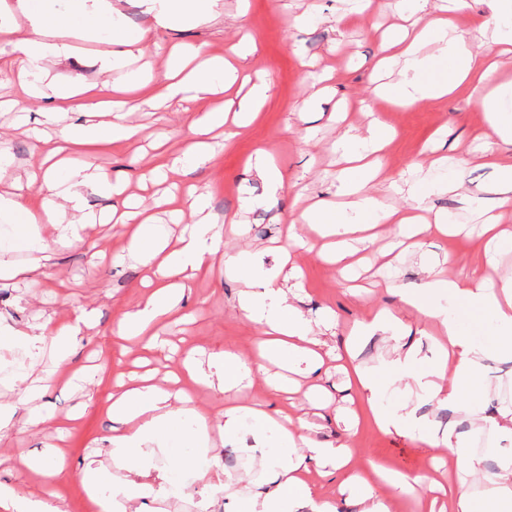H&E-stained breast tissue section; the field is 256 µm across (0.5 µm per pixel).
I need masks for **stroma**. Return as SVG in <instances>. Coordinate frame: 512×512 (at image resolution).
Returning <instances> with one entry per match:
<instances>
[{
    "label": "stroma",
    "mask_w": 512,
    "mask_h": 512,
    "mask_svg": "<svg viewBox=\"0 0 512 512\" xmlns=\"http://www.w3.org/2000/svg\"><path fill=\"white\" fill-rule=\"evenodd\" d=\"M224 23L203 25L184 31L159 30L165 42L205 44L209 52L234 57V46L241 33L254 39L257 50L247 59L236 60L237 67L251 80H265L270 96L247 135L218 148L206 166L178 169L171 181L195 184L208 191L210 213L221 222L241 214V234H225L221 247L251 255L254 273L262 275L276 264L275 247L287 245V218L294 203L309 205L333 198L340 164L333 144L345 125L365 128L366 109H373L394 136L382 153L385 177L397 178L427 150L447 159L444 175H451L457 160H465V187L487 201L512 199V181L502 178L499 169L472 151V131L484 123V115L468 102V89L444 98L412 106H396L372 94V65L380 57L381 33L399 22L403 0H365L363 12L350 11L348 0H248L241 22H234L237 0H219ZM309 15L305 27L294 24L296 16ZM325 74L331 93L320 112L301 122L297 113L311 92L310 76ZM140 107L129 116L132 124L143 127V139L98 153L96 163L113 178L122 181L127 193L140 194V176L154 165L153 138L166 137L172 153H180L186 143L187 124L199 102L188 100L159 104L140 96ZM42 109L34 103L29 123L17 126L16 115L0 112V148L7 149L15 173L37 164L42 152L54 146V139L36 140L34 130ZM266 150L286 183L275 204L242 212L245 196H262L266 184L251 170L248 161L256 150ZM434 209L451 213L464 226L462 233L447 239L423 237L421 253L407 255L402 263L387 270L378 255H371V268L359 282L367 292L357 299L349 293V281L321 256L323 241L308 235L306 245L297 249L295 261L302 271L304 288L300 304L306 316L317 317L323 310L335 312L337 325L331 338L337 348H345L350 327L367 317L370 307L398 309L395 294L383 287L385 277H393L412 288L424 277L422 255L447 257L446 272L461 275L482 270L483 244L477 237L478 219L460 209L453 194L432 197ZM44 241L54 246L51 265L35 266L22 248L12 251L11 262L24 270L13 281H0V328L15 334H35L47 317L75 319L82 310L94 313L92 325L82 327L71 351V364L79 369L103 366L99 381L74 387L54 371L50 352L28 357L13 349L0 354V403L13 407L14 427L0 440V483L22 492L45 495L47 486L39 473L22 466L20 455L65 459L71 476L56 485L67 512H87L90 503L81 483L87 467L111 466L106 444L115 424L107 409L112 379L125 373L154 370L164 375V362L154 351L142 346L122 351L112 329L122 313L142 298L139 283L143 269L133 261H119L129 243L126 228L119 224L87 227L80 241L67 246L57 243L52 225L41 227ZM240 281L225 274L221 263H214L208 276L190 280L181 302L182 321L167 320L160 326L163 338L187 352L204 349L214 368H221L224 351L230 350L241 362L252 367L244 397L279 407L286 398L269 392L255 342L257 326L237 308ZM46 408L57 417L56 425L32 426L34 408ZM254 421L244 417L240 432L214 439L212 453L221 465L230 466L234 475L264 480L258 465L262 455L272 451L273 440L255 443L249 433ZM362 465L382 464L410 475L427 473L432 460L424 445L408 432L384 433L368 421H360L353 443ZM223 476L192 483L186 497L148 498L151 512H203L204 501L224 503L227 512H240L242 504L225 499Z\"/></svg>",
    "instance_id": "stroma-1"
}]
</instances>
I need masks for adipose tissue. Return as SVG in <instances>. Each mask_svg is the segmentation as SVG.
<instances>
[{"mask_svg":"<svg viewBox=\"0 0 512 512\" xmlns=\"http://www.w3.org/2000/svg\"><path fill=\"white\" fill-rule=\"evenodd\" d=\"M158 5L163 22L172 28L210 23L221 16L218 0H158ZM409 5L405 25L382 42L383 55L376 62L381 68L388 60L401 61L399 78L378 85L376 94L413 105L468 84L477 88L471 101L485 115L486 125L477 136L482 151L493 158L512 148V81H495L498 61L492 60L484 45L468 46L452 22L453 15L467 9L468 0H409ZM122 15L112 0H0V42L13 57L7 80L19 88L14 97L0 99V111L20 110L25 103L46 100L50 107L42 112L44 123L58 122L61 103L82 117L81 122L62 130L56 147L39 166L25 170L14 178L8 191L0 193V223L13 227L9 243L0 242V279L22 274L21 268L7 259L13 245H26L36 264L53 261L52 251L42 243L40 225L60 226V238L66 242L80 240L90 224L116 221L129 225V256L145 269L142 285L149 293L122 314L114 333L129 344L144 342L160 349L164 343L157 327L179 310L186 291L183 274H208L212 257L222 255L225 274L242 282L238 309L261 328L260 357L287 359L304 381L292 385L284 376L267 378L268 389L293 394V401L271 411L260 405L242 406L241 376L248 368L237 354L228 351L224 375L215 380L188 357L169 370L170 387L144 378L118 383L109 410L123 430L108 440L112 469L90 470L82 477L95 512H146L141 501L154 490L150 477L155 456L167 450L170 436H177L201 458L208 452L212 430L238 433L245 416L254 421L253 439L273 436L280 446L261 459L267 480L225 479V491L230 497H242L244 512H391L398 493L413 484L427 487L429 494L423 499L427 512H512V454L500 452L501 441H512V398L491 407L479 391L486 358L512 359V279L495 280L487 269L446 279L437 272L436 261H424L425 277L418 288L398 291L400 311L370 310L366 320L352 329L344 356H337L326 339L333 312H324L317 321L309 319L285 286L290 276L289 252H281L275 270L254 280L245 253L219 251L224 234L239 233L240 220L232 217L221 225L205 218L208 195L193 185L184 189L167 186V164H157L146 173V181L161 188L147 203L126 197L122 185L95 166L96 151L140 137L141 127L127 120L136 109L135 89H147L157 101L187 95L202 102V110L188 125L190 143L175 158L176 163L193 167L210 161L207 138L211 132L223 130L228 141L242 135L270 92L266 82L253 84L240 99L235 116H227L223 107L211 102L238 80L236 69L222 55L205 52L200 46L162 42L148 29L126 30L119 23ZM99 36L107 44L100 58L104 80L90 84L52 76V65L72 58L79 40ZM431 44L436 53H426ZM148 50L164 57L161 76L133 67ZM115 71L124 74L117 83L108 78ZM391 136V130L377 118L365 132L344 131L335 146L345 163L336 200L318 201L289 221L290 226L306 224L321 235L335 237L327 260L341 265L343 273L355 271L356 254L376 243L382 225L393 224L398 229V241L386 252L390 268L404 257L408 240L422 233L447 235L454 226L448 213L437 212L430 220L421 214L429 196L457 191L464 210L484 213L489 209L483 199L463 193V179L458 175L410 184L415 210L386 207L371 187L382 169L379 156ZM89 188L106 198L105 207L87 208L85 191ZM33 189L41 196L34 208L24 200ZM163 214L175 224L184 223L185 215L194 217L193 224H185L177 244H170L155 230ZM405 311L423 316L419 331H412L403 321ZM90 320V312L84 311L78 322L51 320L33 336L5 332L0 334V347H47L63 367L81 325ZM375 334L392 342L393 355L366 366L358 360L356 342ZM330 360L339 361L347 375L348 391L357 394L367 419L380 431L410 428L417 417L411 403L383 402L390 386L401 381L405 392L416 398H429L462 411L475 432L487 434L485 451H473L460 436H441L423 429L419 432L422 443L447 449L454 460L452 469L411 477L375 464L358 468L350 446L356 425H347L344 435L334 437L319 432L311 420V412L319 408L324 394L321 381ZM184 376L223 393V425H214L207 412L191 407L190 397L173 391V383ZM490 457L496 458L498 470L484 488H477L475 478L484 474ZM324 475L335 477V493H328L321 483Z\"/></svg>","mask_w":512,"mask_h":512,"instance_id":"adipose-tissue-1","label":"adipose tissue"}]
</instances>
